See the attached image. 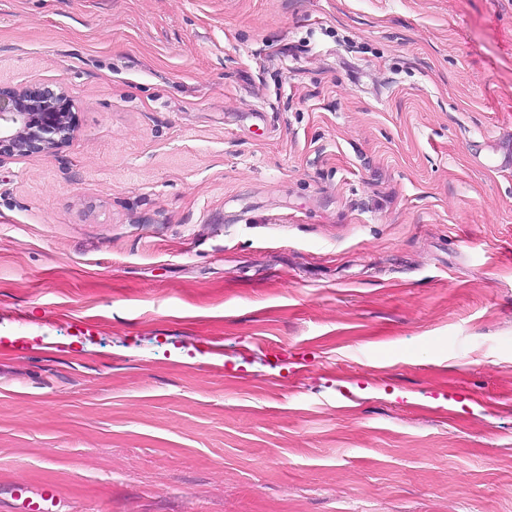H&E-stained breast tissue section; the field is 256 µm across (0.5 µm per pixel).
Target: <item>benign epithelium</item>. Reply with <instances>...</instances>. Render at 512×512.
<instances>
[{
  "label": "benign epithelium",
  "instance_id": "1",
  "mask_svg": "<svg viewBox=\"0 0 512 512\" xmlns=\"http://www.w3.org/2000/svg\"><path fill=\"white\" fill-rule=\"evenodd\" d=\"M74 133V112L60 87L0 85V157L51 153Z\"/></svg>",
  "mask_w": 512,
  "mask_h": 512
}]
</instances>
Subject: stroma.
<instances>
[{"label":"stroma","instance_id":"1","mask_svg":"<svg viewBox=\"0 0 512 512\" xmlns=\"http://www.w3.org/2000/svg\"><path fill=\"white\" fill-rule=\"evenodd\" d=\"M0 512H512V0H0ZM60 87L0 84V157L51 153L74 133V112Z\"/></svg>","mask_w":512,"mask_h":512}]
</instances>
